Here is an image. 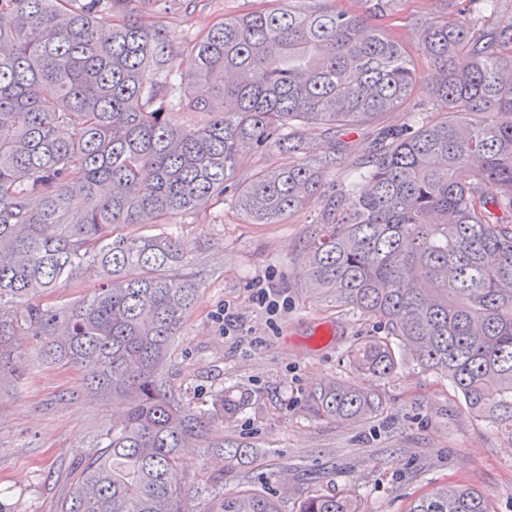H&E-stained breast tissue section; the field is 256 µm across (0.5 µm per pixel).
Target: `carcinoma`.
<instances>
[{"label":"carcinoma","instance_id":"carcinoma-1","mask_svg":"<svg viewBox=\"0 0 512 512\" xmlns=\"http://www.w3.org/2000/svg\"><path fill=\"white\" fill-rule=\"evenodd\" d=\"M135 2L0 0L10 18L0 24V387L19 377L30 336L119 412L60 512H186L178 477L188 443L224 451L228 473L252 456L245 443L211 439L241 400L217 395L205 419L163 381L200 289L179 241L118 233L223 198L246 149L289 158L236 185L250 223L323 203L303 252L308 288L385 330L349 350L355 367L388 379L407 351L512 445V15L496 0H445L412 51L377 24L395 0H360V11L278 0L224 19L187 49L179 65L211 93L184 92L182 111L208 116L185 127L152 108L174 56ZM421 90L443 116L387 134L359 181L326 193L329 162L299 157L306 132L412 112ZM87 274L100 280L92 296L42 303ZM313 402L343 420L383 409L378 392L339 379ZM282 499L272 486L246 489L219 512H282ZM297 512L359 510L332 491L299 496ZM405 512L494 509L490 494L456 484Z\"/></svg>","mask_w":512,"mask_h":512}]
</instances>
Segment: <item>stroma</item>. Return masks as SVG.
Returning <instances> with one entry per match:
<instances>
[{"label": "stroma", "mask_w": 512, "mask_h": 512, "mask_svg": "<svg viewBox=\"0 0 512 512\" xmlns=\"http://www.w3.org/2000/svg\"><path fill=\"white\" fill-rule=\"evenodd\" d=\"M263 0H138L151 22H162L173 52L224 19L258 8ZM446 10L444 0H399L390 30L413 44L425 21ZM419 112H391L380 121L309 133L304 154L334 153L327 182L347 185L378 146L384 131L436 117L437 103L420 95ZM234 192L173 224L127 225L130 237L173 234L183 244L200 283L163 367L167 385L194 411L207 413L216 394H241L233 420L213 434L251 444V463L224 475V456L189 449L185 483L189 512H217L224 497L261 489L287 474L305 491L351 493L360 512H404L422 494L444 484L473 485L491 493L496 512H512V449L484 421L473 419L447 377L405 361L395 376L372 382L355 370L347 351L383 330L372 320L310 298L301 254L314 230L317 208L280 224H250ZM267 289L277 308L257 299ZM237 317L224 329L225 311ZM22 378L0 389V487L16 512H59L78 464L112 426V401L88 399L82 373L45 363L40 344L25 340ZM371 384L385 401L382 414L358 421L321 415L311 395L334 379Z\"/></svg>", "instance_id": "obj_1"}]
</instances>
